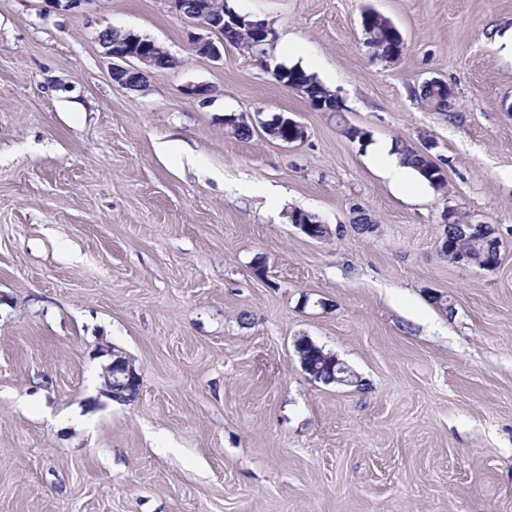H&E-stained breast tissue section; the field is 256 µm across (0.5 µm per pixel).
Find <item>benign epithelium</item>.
Here are the masks:
<instances>
[{
	"label": "benign epithelium",
	"mask_w": 512,
	"mask_h": 512,
	"mask_svg": "<svg viewBox=\"0 0 512 512\" xmlns=\"http://www.w3.org/2000/svg\"><path fill=\"white\" fill-rule=\"evenodd\" d=\"M172 7L177 12H182V4L188 3L191 9L184 13V18L192 26L201 29L199 33L191 34V40L195 52L202 57L218 61L223 57L224 41L217 38L218 25L224 21H232L242 25L252 35V46H258V43L264 41L271 31L269 24L263 20H255L248 15H241L227 6L226 0H170ZM98 42L103 49V54L112 60L111 75L112 80L122 86L127 85V78L136 74L143 77L144 73L154 71L157 67V61L160 59H173L169 50L162 44L144 38L132 31L117 30L108 27L99 32ZM257 125L266 131L277 130L285 127L288 129L287 136H278L277 140L292 144L297 138H305L304 126L291 117L277 115L274 120H263L260 118H251L243 113L232 114L226 118V124L236 126L245 122ZM453 252L451 263L458 266L470 267L480 265L474 255L468 253L465 249L455 250V245L444 244L443 253ZM336 371L332 375L323 379L325 383H336L338 385H349L351 379L356 374L342 361L335 360ZM140 383V377L134 370L121 358L112 360L104 374V384L107 391L112 389L132 388Z\"/></svg>",
	"instance_id": "7a95c632"
}]
</instances>
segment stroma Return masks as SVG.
I'll use <instances>...</instances> for the list:
<instances>
[{"label":"stroma","mask_w":512,"mask_h":512,"mask_svg":"<svg viewBox=\"0 0 512 512\" xmlns=\"http://www.w3.org/2000/svg\"><path fill=\"white\" fill-rule=\"evenodd\" d=\"M228 3L369 141L233 47L197 57L169 0H0V512H512V0ZM368 8L398 59L364 47ZM109 26L179 67L120 86ZM434 77L452 111L417 101ZM258 112L305 139L225 135ZM425 137L446 188L391 185L376 146ZM450 208L495 228V268L441 255ZM300 336L361 385L311 380ZM262 113L258 112L256 113L257 118L252 119L250 116H247L246 114H235L233 113L230 117H224V123L226 120V124L231 126H236L234 128L230 126L224 127V131L227 135L233 136L239 139L248 138L251 136L253 132V128L250 127H241L238 124H244L246 121L252 123L255 127H259L265 129L266 131L270 132L272 131L271 128H275L277 130H280L281 127L288 128V135L286 137L282 135H278L276 140H279L283 142L284 144H292L295 141H299L301 139L305 138V129L304 126L299 123L298 121L294 120L291 117L285 118L283 114L277 115L276 120H263L260 119L259 116ZM271 127V128H270ZM300 135V138L297 139V137ZM296 139V140H295ZM140 377L134 370V368L130 367L121 357H117L112 360V364H110L105 371L104 374V384L107 391L113 398V388L116 389H124V388H134V386L139 385Z\"/></svg>","instance_id":"obj_1"}]
</instances>
